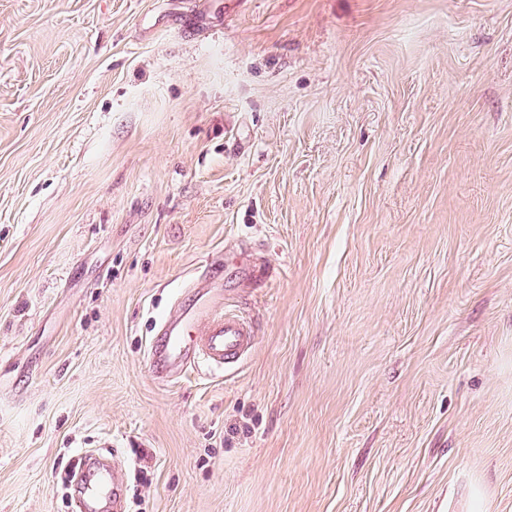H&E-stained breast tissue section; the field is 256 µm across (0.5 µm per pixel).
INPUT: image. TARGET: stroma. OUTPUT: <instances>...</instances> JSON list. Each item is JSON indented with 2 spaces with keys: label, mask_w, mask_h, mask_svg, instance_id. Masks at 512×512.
<instances>
[{
  "label": "stroma",
  "mask_w": 512,
  "mask_h": 512,
  "mask_svg": "<svg viewBox=\"0 0 512 512\" xmlns=\"http://www.w3.org/2000/svg\"><path fill=\"white\" fill-rule=\"evenodd\" d=\"M256 324L162 384L211 257ZM512 512V0H0V512ZM71 512H124L125 485L109 459L86 453L75 472Z\"/></svg>",
  "instance_id": "stroma-1"
}]
</instances>
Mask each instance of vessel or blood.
<instances>
[{"instance_id":"1","label":"vessel or blood","mask_w":512,"mask_h":512,"mask_svg":"<svg viewBox=\"0 0 512 512\" xmlns=\"http://www.w3.org/2000/svg\"><path fill=\"white\" fill-rule=\"evenodd\" d=\"M233 264L248 277L268 276L267 267L235 255L213 257L194 283L191 301L174 302L160 321L147 361L155 379L170 383L193 369L229 371L254 349L253 321L231 308L224 292V266ZM71 512H123L125 485L109 459L85 454L75 473Z\"/></svg>"}]
</instances>
